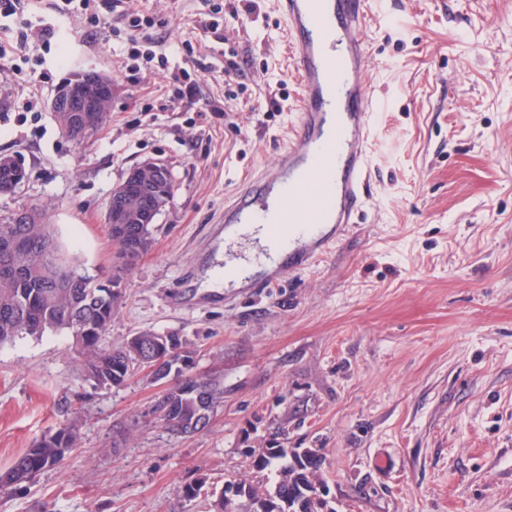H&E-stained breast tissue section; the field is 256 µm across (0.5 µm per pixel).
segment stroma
Returning a JSON list of instances; mask_svg holds the SVG:
<instances>
[{
	"mask_svg": "<svg viewBox=\"0 0 512 512\" xmlns=\"http://www.w3.org/2000/svg\"><path fill=\"white\" fill-rule=\"evenodd\" d=\"M123 7L154 17V61L134 62L125 12L100 26L78 0H31L0 15V155L27 173L0 216L45 211L67 254L106 278L113 187L144 160L166 165L173 198L106 342L186 339L224 399L208 429L175 437L148 414L162 387L145 370L96 390L68 333L0 346V471L62 423L82 437L0 491V512H208L207 492L250 478L247 450L272 440L320 449L334 512H512V0H370L364 205L328 258L246 294L202 282L225 198L291 130L301 84L285 23L275 0ZM42 28L50 41H19ZM162 55L201 65L191 110L171 103ZM89 69L111 80L112 106L79 145L50 102ZM194 482L206 493L190 500Z\"/></svg>",
	"mask_w": 512,
	"mask_h": 512,
	"instance_id": "obj_1",
	"label": "stroma"
}]
</instances>
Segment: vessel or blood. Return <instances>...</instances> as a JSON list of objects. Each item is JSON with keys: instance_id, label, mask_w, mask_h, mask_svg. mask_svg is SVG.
Segmentation results:
<instances>
[{"instance_id": "1", "label": "vessel or blood", "mask_w": 512, "mask_h": 512, "mask_svg": "<svg viewBox=\"0 0 512 512\" xmlns=\"http://www.w3.org/2000/svg\"><path fill=\"white\" fill-rule=\"evenodd\" d=\"M296 47L302 94L272 170L224 205V235L261 225L263 256L225 269L239 292L279 285L326 257L359 213L373 100L363 66L368 0H276Z\"/></svg>"}]
</instances>
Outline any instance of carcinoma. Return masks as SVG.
<instances>
[{"mask_svg": "<svg viewBox=\"0 0 512 512\" xmlns=\"http://www.w3.org/2000/svg\"><path fill=\"white\" fill-rule=\"evenodd\" d=\"M152 224H111L109 235L117 247L115 272L104 282L85 273L81 265L64 254L44 216L33 211L28 224L14 223V216L0 219V345L18 337L39 338L48 333L69 332L78 347L85 378L96 389L121 387L142 366L144 350L156 348L168 366L164 395L155 423L172 435L184 434L200 410H215L224 388L206 375H193V352L179 336L138 331L119 346L105 345L112 327L114 308L122 293H112L122 275L147 253L153 242ZM81 445L79 428L62 424L48 431L14 462H25L36 473L59 465L68 450ZM323 457L314 448L292 452L282 445L255 449L249 467L256 476L277 480L271 489L242 480H231L237 492L221 491L213 501L214 512H335L324 504L310 508L309 494L322 485Z\"/></svg>", "mask_w": 512, "mask_h": 512, "instance_id": "carcinoma-1", "label": "carcinoma"}]
</instances>
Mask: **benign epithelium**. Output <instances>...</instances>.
I'll return each mask as SVG.
<instances>
[{"instance_id": "benign-epithelium-1", "label": "benign epithelium", "mask_w": 512, "mask_h": 512, "mask_svg": "<svg viewBox=\"0 0 512 512\" xmlns=\"http://www.w3.org/2000/svg\"><path fill=\"white\" fill-rule=\"evenodd\" d=\"M112 99L111 83L97 71L75 73L62 81L51 101V109L63 114L66 126L77 141L88 139L97 127V112L102 104ZM151 171L154 180L141 181V172ZM138 190L142 208L138 220L146 223L168 198V169L155 160H145L135 166L127 177L112 189L108 200L105 223L127 224L130 222L127 202L132 189Z\"/></svg>"}]
</instances>
